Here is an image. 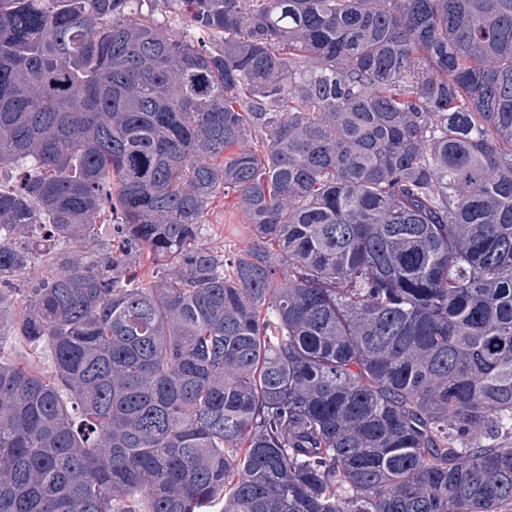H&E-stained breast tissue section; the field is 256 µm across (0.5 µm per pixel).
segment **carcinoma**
Listing matches in <instances>:
<instances>
[{"label":"carcinoma","mask_w":512,"mask_h":512,"mask_svg":"<svg viewBox=\"0 0 512 512\" xmlns=\"http://www.w3.org/2000/svg\"><path fill=\"white\" fill-rule=\"evenodd\" d=\"M174 2L0 0V512H512V0ZM205 239L210 246L234 251L245 244L246 216L234 194H219L209 207ZM0 357L5 361L28 363L43 373H50L53 368L51 354L46 348H35L20 336H7Z\"/></svg>","instance_id":"carcinoma-1"}]
</instances>
